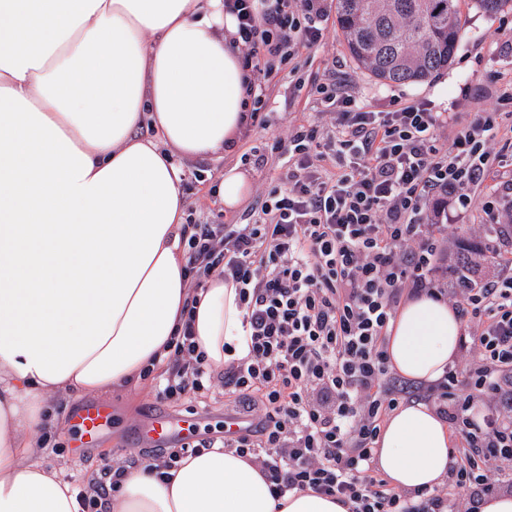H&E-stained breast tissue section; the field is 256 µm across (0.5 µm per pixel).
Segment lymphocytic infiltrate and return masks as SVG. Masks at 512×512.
I'll return each mask as SVG.
<instances>
[{"label": "lymphocytic infiltrate", "mask_w": 512, "mask_h": 512, "mask_svg": "<svg viewBox=\"0 0 512 512\" xmlns=\"http://www.w3.org/2000/svg\"><path fill=\"white\" fill-rule=\"evenodd\" d=\"M326 0H224L238 25L247 127L267 129L262 86L296 71L324 36ZM336 112L330 128L301 122L287 139L251 147L255 166L287 155L284 185L269 187L245 224H196L185 268L194 289L210 273L239 288L251 344L246 358L216 370L185 324L159 392L170 400L222 383L244 399L248 421L235 436L206 440L250 457L274 495L310 490L348 512H478L482 496L512 470V275L479 287L435 277L449 205L480 202L488 224L512 214V175L499 177L496 142L512 148V82L493 107L459 118L429 103L359 105L338 84L318 85ZM452 128L450 148L437 143ZM451 299L471 339L464 368H449L417 397L457 432L445 487L402 492L372 473L380 425L408 389L385 350L403 297Z\"/></svg>", "instance_id": "f902f5d3"}]
</instances>
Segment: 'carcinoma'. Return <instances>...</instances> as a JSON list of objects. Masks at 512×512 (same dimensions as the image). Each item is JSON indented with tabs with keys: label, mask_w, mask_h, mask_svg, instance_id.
I'll use <instances>...</instances> for the list:
<instances>
[{
	"label": "carcinoma",
	"mask_w": 512,
	"mask_h": 512,
	"mask_svg": "<svg viewBox=\"0 0 512 512\" xmlns=\"http://www.w3.org/2000/svg\"><path fill=\"white\" fill-rule=\"evenodd\" d=\"M462 0H336V22L351 57L375 78L395 84L448 69L464 35ZM488 248L466 242L456 274L467 286L472 255Z\"/></svg>",
	"instance_id": "obj_1"
}]
</instances>
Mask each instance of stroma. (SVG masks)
Segmentation results:
<instances>
[{
    "instance_id": "35a3bbf8",
    "label": "stroma",
    "mask_w": 512,
    "mask_h": 512,
    "mask_svg": "<svg viewBox=\"0 0 512 512\" xmlns=\"http://www.w3.org/2000/svg\"><path fill=\"white\" fill-rule=\"evenodd\" d=\"M463 22L466 35L448 69L425 81L402 85L377 80L359 66L349 55L335 18H328L321 43L299 58L297 72L280 74L265 87L267 109L271 114L267 130L240 131L237 154L182 159L186 223L209 224L219 216L226 220L246 218L249 203L228 211L212 194L215 182L228 165L239 164L250 180V193L254 196L266 186L280 182L284 170L278 158H270L261 168L243 160L242 155L248 152L252 140L285 138L289 126L301 121L331 127L333 114L319 101L315 89L317 81L330 78L344 82L347 91L366 104L386 105L397 97L419 99L431 102L435 111L462 115L491 107L500 86L512 78V45L506 41L507 32L512 31V2L493 19L469 2L463 9ZM158 385V380L149 378L138 389L115 390L104 396L87 394L66 403L55 402L57 422L50 428L51 438L44 445L46 458L79 488L103 469L118 463L129 459L153 460L161 456L162 451L142 441L140 431L148 412L155 408L196 419L197 427L186 435V443L223 436L226 406L221 383H214L201 395L190 393L164 401L156 398ZM98 401L111 406L112 424L101 434L95 447L76 453L72 416L82 406Z\"/></svg>"
}]
</instances>
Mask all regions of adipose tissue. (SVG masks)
<instances>
[{"label":"adipose tissue","instance_id":"ef3b65f1","mask_svg":"<svg viewBox=\"0 0 512 512\" xmlns=\"http://www.w3.org/2000/svg\"><path fill=\"white\" fill-rule=\"evenodd\" d=\"M224 0H0V512H81L37 461L51 402L142 385L192 320L214 368L247 356L245 309L213 273L192 293L174 155L227 151L242 59ZM154 137L138 136L143 125ZM194 312H187V303ZM461 321L421 294L388 329L390 366L419 382L457 358ZM375 466L400 491L438 486L450 432L422 401L385 419ZM109 512H348L309 490L274 497L235 450L128 470Z\"/></svg>","mask_w":512,"mask_h":512}]
</instances>
